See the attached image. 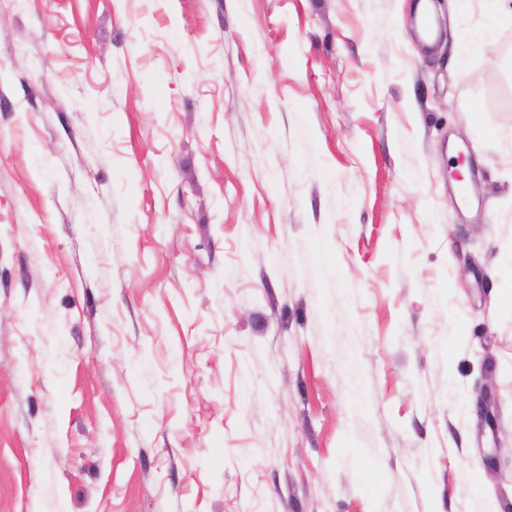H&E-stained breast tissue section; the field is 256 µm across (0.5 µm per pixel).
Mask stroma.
<instances>
[{"mask_svg": "<svg viewBox=\"0 0 512 512\" xmlns=\"http://www.w3.org/2000/svg\"><path fill=\"white\" fill-rule=\"evenodd\" d=\"M418 3L0 0V512H512V0Z\"/></svg>", "mask_w": 512, "mask_h": 512, "instance_id": "1", "label": "stroma"}]
</instances>
